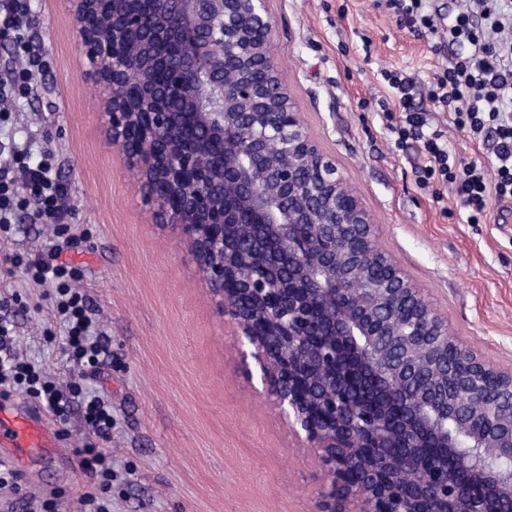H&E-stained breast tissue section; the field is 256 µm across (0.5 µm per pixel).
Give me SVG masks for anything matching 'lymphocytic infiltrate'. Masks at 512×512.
Listing matches in <instances>:
<instances>
[{
    "label": "lymphocytic infiltrate",
    "instance_id": "obj_1",
    "mask_svg": "<svg viewBox=\"0 0 512 512\" xmlns=\"http://www.w3.org/2000/svg\"><path fill=\"white\" fill-rule=\"evenodd\" d=\"M427 0H386L398 26L431 36H444L453 52L428 85L415 76L385 70L381 77L391 89L402 112L389 131L396 146L415 141L426 159L419 179L430 185L450 186L464 210L467 223L481 224L492 201L512 199V14L499 11L497 0H467L465 7L437 26L425 9ZM48 67L39 54H25L11 72L8 85L0 84V101L19 100L32 88L36 74ZM426 94L436 108L448 112L461 131L492 140L494 162H465L448 148L441 129L433 127L427 112L415 104ZM20 175L13 178L0 166V224L10 223L16 209H30L41 224L61 223L65 211L66 186L52 172L48 159L30 164L13 156ZM60 247H52L49 259L32 261L33 280L51 288L56 311L63 325L67 361L82 370H96L103 346L94 337L89 299L67 283L70 271L60 263ZM10 385L43 399L56 416L66 405L56 385L41 377L34 365L16 352L13 327L0 318V385Z\"/></svg>",
    "mask_w": 512,
    "mask_h": 512
}]
</instances>
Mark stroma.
<instances>
[{"instance_id":"1","label":"stroma","mask_w":512,"mask_h":512,"mask_svg":"<svg viewBox=\"0 0 512 512\" xmlns=\"http://www.w3.org/2000/svg\"><path fill=\"white\" fill-rule=\"evenodd\" d=\"M268 9L288 93L370 209L377 247L424 289L455 340L512 369V206L463 223L454 191L420 185L416 148L396 146L387 129L395 101L381 71L425 83L441 55L375 0H269ZM27 35L49 66L28 99L0 112V144L36 160L51 153L68 188V231L24 212L0 231V304L17 352L37 370L111 401L112 433H89L83 402L73 401L54 423L72 456L31 452L21 494H52L56 512H77L98 479L74 451L93 443L112 457V512H312L325 484L319 451L295 435L259 377L243 373L236 327L204 287L188 245L143 205L135 172L105 134L109 92L79 60L64 0H34ZM436 120L458 157L491 164L490 142L459 131L448 113ZM69 235L78 243L60 259L74 271L70 286L88 295L106 348L95 375L66 361L54 299L22 268ZM21 494L0 498V512H18Z\"/></svg>"}]
</instances>
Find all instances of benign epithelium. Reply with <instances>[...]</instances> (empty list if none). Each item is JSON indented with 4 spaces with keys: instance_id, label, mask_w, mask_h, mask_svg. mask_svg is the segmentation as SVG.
<instances>
[{
    "instance_id": "obj_1",
    "label": "benign epithelium",
    "mask_w": 512,
    "mask_h": 512,
    "mask_svg": "<svg viewBox=\"0 0 512 512\" xmlns=\"http://www.w3.org/2000/svg\"><path fill=\"white\" fill-rule=\"evenodd\" d=\"M67 2L79 59L110 94L102 112L109 141L136 172L154 222L175 225L190 243L205 287L250 347L243 358L253 360L280 412L321 450L328 485L316 512H392L389 499L402 500L403 512H431L438 482L414 452L421 432L450 448L466 443L460 462L512 512V473L480 463L485 456L512 463V371L460 344L468 374L441 361L448 322L376 246L370 211L307 133L271 55L267 0H154L148 14L130 0ZM98 4L112 7L110 33L87 21ZM135 36L160 37L175 52L143 56L131 49ZM229 63L240 73L231 84L224 82ZM161 66L176 77L165 88L154 80ZM175 96L185 111L170 107ZM216 143L224 146L218 163ZM242 211L259 215L260 234L281 242L299 292L248 272L253 255L224 234ZM378 264L390 266L387 278L346 274ZM242 295L252 308L243 307ZM404 301L415 308L407 321L398 319ZM327 331L360 346L406 407L400 456L382 452L384 429H352L359 408L331 394L333 418L321 422L294 390L300 358L318 373L336 374V351L319 340ZM422 353L453 379V391L416 387ZM490 373L499 380L491 394L482 388ZM443 498L468 502L469 486L447 482Z\"/></svg>"
}]
</instances>
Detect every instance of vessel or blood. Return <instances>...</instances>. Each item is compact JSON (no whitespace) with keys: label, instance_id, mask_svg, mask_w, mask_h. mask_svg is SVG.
Returning a JSON list of instances; mask_svg holds the SVG:
<instances>
[{"label":"vessel or blood","instance_id":"obj_1","mask_svg":"<svg viewBox=\"0 0 512 512\" xmlns=\"http://www.w3.org/2000/svg\"><path fill=\"white\" fill-rule=\"evenodd\" d=\"M59 445L56 428L42 414L0 404V447L14 449L12 463H20L31 449L48 450Z\"/></svg>","mask_w":512,"mask_h":512}]
</instances>
